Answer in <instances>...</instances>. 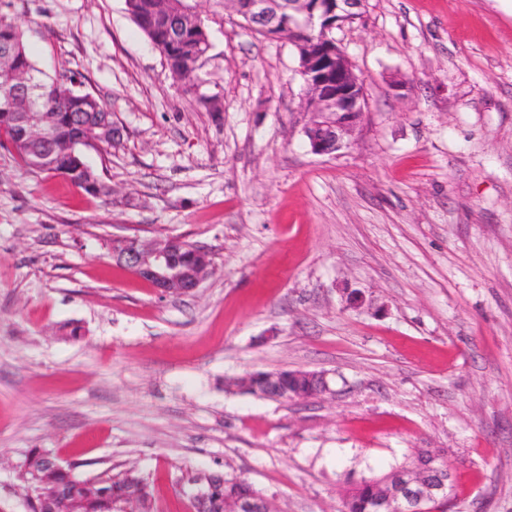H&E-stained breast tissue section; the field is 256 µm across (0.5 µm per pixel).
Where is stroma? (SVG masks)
Here are the masks:
<instances>
[{"instance_id":"35a3bbf8","label":"stroma","mask_w":512,"mask_h":512,"mask_svg":"<svg viewBox=\"0 0 512 512\" xmlns=\"http://www.w3.org/2000/svg\"><path fill=\"white\" fill-rule=\"evenodd\" d=\"M198 10L190 93L125 0L25 2L31 58L121 138L86 151L98 197L0 150V512H25L34 449L83 478L138 466L154 512H187L198 470L341 512L418 448L451 463L452 512H512V0H367L334 32L366 107L331 154L304 135L292 43ZM116 235L183 239L214 272L159 294L113 262ZM281 370L331 392L228 386ZM308 373V371H301V370H291V371H283L279 374L282 380V386L280 382V378L277 374H269V377L266 378L267 380V387L270 391H272L275 394H272L271 396L273 398H281L278 395L283 392V389L285 393L287 394L286 399L287 400H293L295 397L301 398V399H310V398H318L321 396H324L325 394L330 392L329 383L322 373L316 374H309L306 376L307 378V385L305 389L299 388L296 390L298 385L301 383V378L298 375H304ZM294 390L293 396L288 397L289 395V387ZM283 388V389H282ZM296 390V391H295Z\"/></svg>"}]
</instances>
